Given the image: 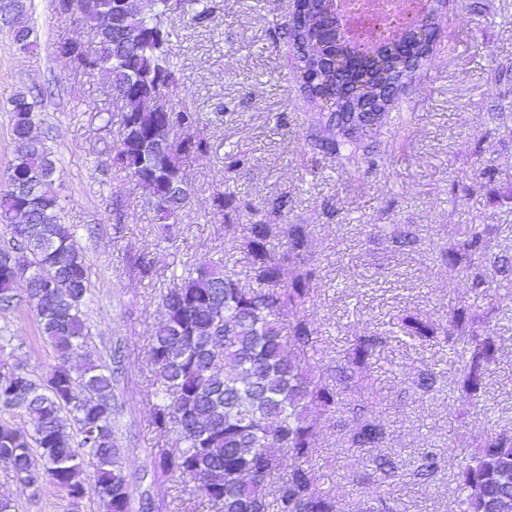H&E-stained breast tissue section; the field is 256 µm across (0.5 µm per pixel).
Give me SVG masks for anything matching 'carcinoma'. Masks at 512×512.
<instances>
[{"instance_id":"obj_1","label":"carcinoma","mask_w":512,"mask_h":512,"mask_svg":"<svg viewBox=\"0 0 512 512\" xmlns=\"http://www.w3.org/2000/svg\"><path fill=\"white\" fill-rule=\"evenodd\" d=\"M147 15L136 0H67L60 10L89 29L95 55L76 62L106 72L121 103V141L112 168L154 188L155 220L172 239L191 197L183 160L208 150L206 135L182 137L201 118L176 109L180 82L168 20L177 11L191 20H212L205 0H155ZM334 0H297L315 16L285 24L306 74L303 86L320 111L313 113L308 141L312 150L341 164L375 160V137L393 102L388 86L411 79L423 63L426 42L410 29L408 44L376 39L378 52L361 57L356 46L331 36ZM112 12V25L99 23ZM0 22L9 27L11 46L24 53L36 47L30 0H0ZM36 102L24 92L9 100L14 157L6 188L0 190V224L17 242L18 252L0 251V305L23 303L33 313L40 338L52 349L54 365L36 381L22 368L0 361V411L23 413L31 430L0 419V470L23 491L36 494L49 481L66 492L77 508L92 495L99 512H131L132 494L121 449L115 444L113 371L85 352L91 327L82 311L91 286L89 267L74 226L63 221L58 200L43 188L56 171L52 151L32 138ZM248 164L230 153L224 164V191L216 206L234 214L245 209L244 224L224 225L234 249L248 260L250 284L222 261H199L187 274L172 277L160 297L163 318L151 333L149 361L156 389L152 424L174 436L175 447L156 449L162 473L190 488L210 512H339L336 497L316 485L310 464L318 437L336 412L361 408L347 395L361 392L362 374L378 336H359L336 374H323L310 363L316 332L302 311L310 299L317 267L308 255L309 224H288V198L271 200L264 209L237 205L231 181ZM499 225L480 216L455 229V246L440 252L443 263L470 280L477 295H490L497 280L472 272L487 260ZM451 328L420 312L400 317L406 336L453 345L461 358L458 372L465 398L472 402L497 362L498 348L488 328L452 309ZM83 355L82 361L72 359ZM350 442L375 448L386 439L375 422L354 420ZM293 465L283 477L284 462ZM384 479L399 476L397 462L370 456ZM94 469V483L82 479ZM439 457L427 449L405 477L415 484L434 480ZM460 512H512V427L491 433L479 428L476 447L458 462ZM366 512H398L377 490L367 491Z\"/></svg>"}]
</instances>
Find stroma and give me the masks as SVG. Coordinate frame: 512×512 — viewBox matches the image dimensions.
I'll list each match as a JSON object with an SVG mask.
<instances>
[{
	"mask_svg": "<svg viewBox=\"0 0 512 512\" xmlns=\"http://www.w3.org/2000/svg\"><path fill=\"white\" fill-rule=\"evenodd\" d=\"M212 2V22L170 20L179 104L200 114L210 140L209 151L186 166L191 203L171 241L158 234L148 191L112 170L121 112L108 77L55 54L63 41L93 52L87 31L56 0H33L32 53L15 51L0 24V179L14 151L6 101L21 91L37 101V130L57 161L45 189L58 198L65 223L74 225L91 270L89 349L102 364L118 367L115 437L134 503L148 512H207L161 473L151 453L164 438L146 401L154 390L149 336L163 314L161 291L186 265L213 258L245 268L213 203L224 188L225 155L243 151L249 164L233 184L237 197L260 207L287 196L288 222L312 227L309 250L318 272L304 316L318 336L316 369L333 373L355 337H380L370 378L355 397L365 418L387 431L380 454L405 469L426 448L441 458L433 482L381 481L367 450L351 445L353 415L345 411L320 435L312 459L321 488L336 497L341 512H363L364 492L375 486L400 512H458L455 460L475 446L476 425L495 431L512 425V287L475 295L438 253L453 244L450 225L471 223L475 215L512 225V128L498 118L512 113V0H446L440 35L406 95L391 105L392 119L378 138L385 160L348 169L332 157L312 156L305 144L313 107L281 28L292 0ZM478 160L494 179L469 194L465 173ZM116 200L127 214L122 224L112 213ZM392 224L411 233L413 246L388 241L384 230ZM140 258L152 263L153 277L139 275L134 262ZM461 301L471 315L489 317L498 347V361L471 405L462 401L454 350L405 336L394 325L404 311L448 324ZM0 334L11 339L10 362L34 380L46 376L53 354L24 305L0 309ZM427 370L434 382L423 389L415 380ZM0 496L12 497L16 512H98L94 497L74 510L52 484L32 494L1 474Z\"/></svg>",
	"mask_w": 512,
	"mask_h": 512,
	"instance_id": "1",
	"label": "stroma"
}]
</instances>
